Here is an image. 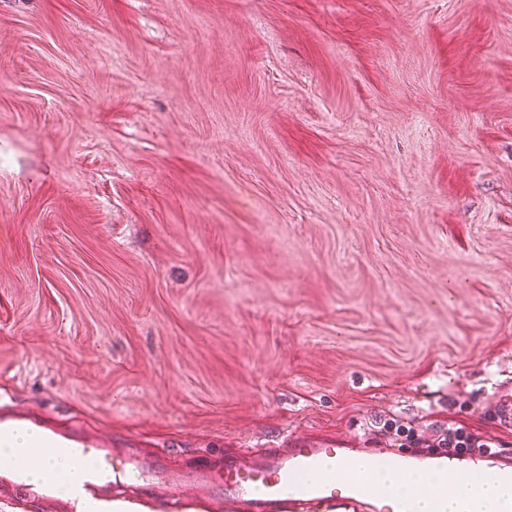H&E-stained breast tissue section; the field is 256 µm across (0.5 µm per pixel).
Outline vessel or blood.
Listing matches in <instances>:
<instances>
[{"instance_id": "1", "label": "vessel or blood", "mask_w": 512, "mask_h": 512, "mask_svg": "<svg viewBox=\"0 0 512 512\" xmlns=\"http://www.w3.org/2000/svg\"><path fill=\"white\" fill-rule=\"evenodd\" d=\"M38 428L37 440L15 456L0 459V493L15 491L57 512H101L124 487L158 500L166 512H179L186 490L211 497L225 512H390L389 505L370 495L362 479L347 467V451L326 442L299 440L291 448H256L249 461L225 459L215 466L201 460L187 471L172 469L166 458L142 457L112 446L111 437L88 436L76 428H58L43 423L35 413L0 409V441L18 429ZM73 461L94 460L84 469L79 483L59 487L55 478L34 483L28 471L47 465L56 454ZM478 475L485 480L511 481L512 465L494 454L475 457ZM404 470L425 469L451 476L459 471L456 455L430 452L404 454L394 462ZM319 480H308L310 472Z\"/></svg>"}]
</instances>
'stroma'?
<instances>
[{
    "label": "stroma",
    "mask_w": 512,
    "mask_h": 512,
    "mask_svg": "<svg viewBox=\"0 0 512 512\" xmlns=\"http://www.w3.org/2000/svg\"><path fill=\"white\" fill-rule=\"evenodd\" d=\"M512 394V0H0V405L173 464Z\"/></svg>",
    "instance_id": "35a3bbf8"
}]
</instances>
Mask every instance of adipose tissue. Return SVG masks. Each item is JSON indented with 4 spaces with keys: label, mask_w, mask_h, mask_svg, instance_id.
<instances>
[{
    "label": "adipose tissue",
    "mask_w": 512,
    "mask_h": 512,
    "mask_svg": "<svg viewBox=\"0 0 512 512\" xmlns=\"http://www.w3.org/2000/svg\"><path fill=\"white\" fill-rule=\"evenodd\" d=\"M354 464L372 494L398 500L404 512H483L484 505L503 499L512 501V485L484 482L461 472L454 479V493L439 505L435 499L447 481L445 475L380 467L367 455L356 457Z\"/></svg>",
    "instance_id": "adipose-tissue-1"
}]
</instances>
